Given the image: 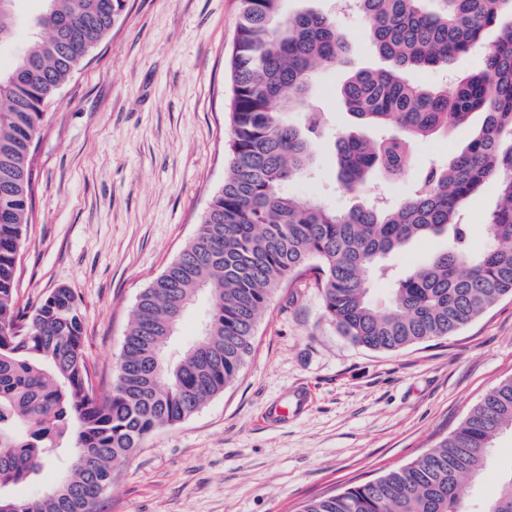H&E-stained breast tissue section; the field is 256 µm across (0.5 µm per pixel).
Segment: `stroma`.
<instances>
[{"label": "stroma", "instance_id": "obj_1", "mask_svg": "<svg viewBox=\"0 0 512 512\" xmlns=\"http://www.w3.org/2000/svg\"><path fill=\"white\" fill-rule=\"evenodd\" d=\"M239 0H127L111 32L45 111L33 142L32 220L17 262L15 301L31 309L69 288L84 316L96 394H107L138 296L197 232L227 169L228 66ZM348 64L318 69L328 117L314 167L288 193L346 210L330 141L353 125L340 98L350 70L375 68L365 19L339 21ZM483 120L416 141L398 179L366 195L404 198L420 169L446 160ZM491 189L464 209L468 245L487 244ZM512 377V297L446 340L378 352L352 343L325 313L313 278L272 295L254 349L235 381L194 415L153 432L112 469L99 512H300L406 465L454 430L493 386ZM305 389L308 403L271 425L265 410ZM512 469V434L499 436L473 480L468 512H482Z\"/></svg>", "mask_w": 512, "mask_h": 512}]
</instances>
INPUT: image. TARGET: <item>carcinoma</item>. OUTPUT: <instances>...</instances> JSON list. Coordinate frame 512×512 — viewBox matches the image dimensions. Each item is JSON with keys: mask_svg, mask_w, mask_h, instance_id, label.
Masks as SVG:
<instances>
[{"mask_svg": "<svg viewBox=\"0 0 512 512\" xmlns=\"http://www.w3.org/2000/svg\"><path fill=\"white\" fill-rule=\"evenodd\" d=\"M228 173L196 236L139 295L112 391L93 392L84 323L70 289L49 293L28 313L15 305L17 256L33 195L32 141L46 106L108 34L126 0H43L9 68L0 67V505L13 512H98L112 467L155 430L197 412L231 384L252 351L273 292L310 274L338 331L365 348L395 352L456 335L512 296V0H360L380 69H357L340 94L354 129L335 142L340 187L355 195L375 176L396 179L410 143L483 113L482 126L448 162L425 165L410 193L338 212L285 186L315 163L324 121L312 103L314 72L350 53L333 16L286 17L285 0H240ZM490 27L495 42L483 46ZM17 34L15 0L0 2V44ZM484 47L476 74L426 87L409 75L446 69ZM374 126L369 139L356 128ZM495 205L488 245L468 248L462 214L487 186ZM428 235L448 248L391 288L389 307L371 299L389 276L386 256ZM208 293L197 339L169 358L165 322L178 305ZM512 432V378L491 388L465 420L409 464L307 501L300 512H463L467 484L495 440ZM75 451L64 480L33 498L10 495L49 463ZM482 512H512V471Z\"/></svg>", "mask_w": 512, "mask_h": 512, "instance_id": "1", "label": "carcinoma"}]
</instances>
